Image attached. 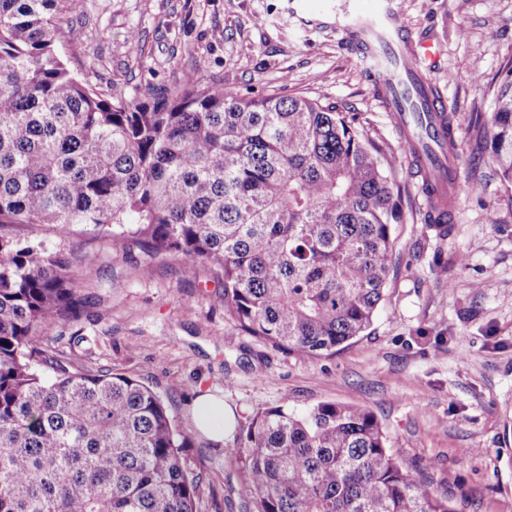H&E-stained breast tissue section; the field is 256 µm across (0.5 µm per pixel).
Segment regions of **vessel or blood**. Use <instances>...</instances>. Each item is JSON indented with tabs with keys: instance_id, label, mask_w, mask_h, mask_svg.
<instances>
[{
	"instance_id": "vessel-or-blood-1",
	"label": "vessel or blood",
	"mask_w": 512,
	"mask_h": 512,
	"mask_svg": "<svg viewBox=\"0 0 512 512\" xmlns=\"http://www.w3.org/2000/svg\"><path fill=\"white\" fill-rule=\"evenodd\" d=\"M337 30L346 39L358 43L359 57L371 75L385 111L390 112L395 126L408 131L415 119V106L427 100V126L422 145L415 151L421 156L420 176L424 182L442 185L447 180L445 170L437 161L425 158L424 150H436L448 145V121L443 102L435 95L420 97L419 93L403 89L400 72H421L431 58L429 42L413 39L400 21L396 0H371L369 6H342L335 15Z\"/></svg>"
}]
</instances>
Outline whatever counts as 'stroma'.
I'll return each mask as SVG.
<instances>
[{
    "mask_svg": "<svg viewBox=\"0 0 512 512\" xmlns=\"http://www.w3.org/2000/svg\"><path fill=\"white\" fill-rule=\"evenodd\" d=\"M341 0H81L58 42L98 92L152 104L188 75L241 92L301 93L361 115L396 169L401 219L386 299L365 336L335 355L273 350L224 317L207 270L146 264L138 248L98 239V275L79 319L44 330L93 366L152 386L191 442L207 481L197 512H255L231 450L258 412L320 402L373 412L394 458L461 512H512V185L480 160L481 118L512 60V0H397L437 57L422 71L440 89L459 155V203L448 230L424 223L421 178L355 49L324 22ZM477 193H469L470 185ZM87 344H71V337ZM223 398L234 425L201 435L193 402Z\"/></svg>",
    "mask_w": 512,
    "mask_h": 512,
    "instance_id": "stroma-1",
    "label": "stroma"
}]
</instances>
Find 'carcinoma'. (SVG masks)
I'll return each mask as SVG.
<instances>
[{
  "instance_id": "cac0c4a2",
  "label": "carcinoma",
  "mask_w": 512,
  "mask_h": 512,
  "mask_svg": "<svg viewBox=\"0 0 512 512\" xmlns=\"http://www.w3.org/2000/svg\"><path fill=\"white\" fill-rule=\"evenodd\" d=\"M72 7L0 0V512H197L203 472L166 401L38 333L78 318L99 254L10 229L131 240L187 279L206 265L238 330L330 356L385 299L396 177L358 115L304 95L196 77L152 106L96 92L57 48ZM506 72L483 156L512 184V62ZM446 203L424 222H450L452 181ZM230 452L256 512H461L393 458L364 408L271 407ZM52 231L48 227H23L18 229L15 234L21 238L25 237H41L46 238L48 243L57 251L69 252L73 249L83 246L84 239H59L52 235Z\"/></svg>"
}]
</instances>
